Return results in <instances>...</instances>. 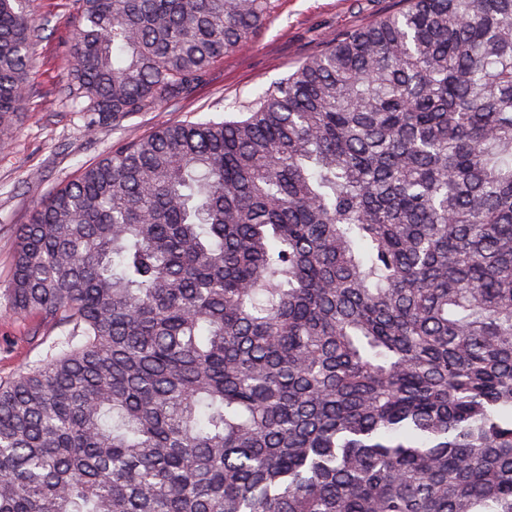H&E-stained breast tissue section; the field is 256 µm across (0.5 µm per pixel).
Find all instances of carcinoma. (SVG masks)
<instances>
[{
    "instance_id": "cac0c4a2",
    "label": "carcinoma",
    "mask_w": 512,
    "mask_h": 512,
    "mask_svg": "<svg viewBox=\"0 0 512 512\" xmlns=\"http://www.w3.org/2000/svg\"><path fill=\"white\" fill-rule=\"evenodd\" d=\"M0 0V130L45 28ZM271 0H69L89 131L192 95ZM0 512H512V0H406L19 230Z\"/></svg>"
}]
</instances>
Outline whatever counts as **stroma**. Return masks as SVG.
<instances>
[{"label":"stroma","mask_w":512,"mask_h":512,"mask_svg":"<svg viewBox=\"0 0 512 512\" xmlns=\"http://www.w3.org/2000/svg\"><path fill=\"white\" fill-rule=\"evenodd\" d=\"M404 0H272L269 19L251 39L218 60L208 80L185 100L144 112L121 126L87 131L79 113L62 101L58 88L71 67L69 28L62 0H36L51 34L36 47L29 74L31 91L0 147V295L10 276L19 225L56 188L122 141L144 137L163 122L217 119L243 111L257 93L288 76L327 39L368 26L397 11ZM63 327L34 316L8 313L0 298V380L34 368Z\"/></svg>","instance_id":"obj_1"}]
</instances>
